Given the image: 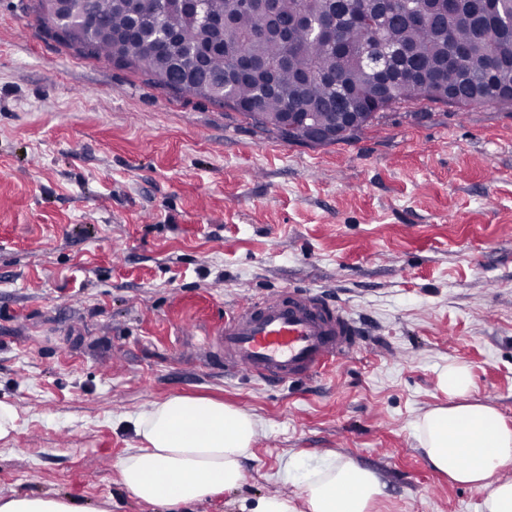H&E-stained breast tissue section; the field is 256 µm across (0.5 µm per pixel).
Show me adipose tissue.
Returning <instances> with one entry per match:
<instances>
[{
    "label": "adipose tissue",
    "mask_w": 512,
    "mask_h": 512,
    "mask_svg": "<svg viewBox=\"0 0 512 512\" xmlns=\"http://www.w3.org/2000/svg\"><path fill=\"white\" fill-rule=\"evenodd\" d=\"M440 383L455 404L430 409L408 428L429 464L461 484L486 489L483 512H512V480H497L512 462V426L496 408L462 403L472 383L466 365L444 367ZM125 424L143 441L127 449L117 470L122 486L136 499L169 512L244 480L243 463L252 455L260 423L244 410L206 397L172 396L126 416ZM280 481L298 490L261 495L241 504V512H370L382 493L375 472L342 455L291 453L282 460ZM0 512H87L64 496L16 494L0 498Z\"/></svg>",
    "instance_id": "1"
}]
</instances>
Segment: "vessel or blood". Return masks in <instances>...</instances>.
I'll use <instances>...</instances> for the list:
<instances>
[{
    "label": "vessel or blood",
    "instance_id": "b4317fda",
    "mask_svg": "<svg viewBox=\"0 0 512 512\" xmlns=\"http://www.w3.org/2000/svg\"><path fill=\"white\" fill-rule=\"evenodd\" d=\"M224 371L281 386L349 359L364 341L360 319L311 289L283 288L247 299L213 335Z\"/></svg>",
    "mask_w": 512,
    "mask_h": 512
}]
</instances>
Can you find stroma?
<instances>
[{
  "label": "stroma",
  "mask_w": 512,
  "mask_h": 512,
  "mask_svg": "<svg viewBox=\"0 0 512 512\" xmlns=\"http://www.w3.org/2000/svg\"><path fill=\"white\" fill-rule=\"evenodd\" d=\"M0 0V497L67 495L90 512H165L119 483L139 447L117 416L206 396L261 421L236 490L282 491L290 452L374 471L371 512H480L486 490L431 468L409 434L450 399L512 425V109L424 105L356 139L291 143L200 97L47 37ZM285 287L368 327L350 361L291 386L224 372L210 332ZM440 383L450 397H462L471 387V373L464 364L450 363L443 368Z\"/></svg>",
  "instance_id": "obj_1"
}]
</instances>
